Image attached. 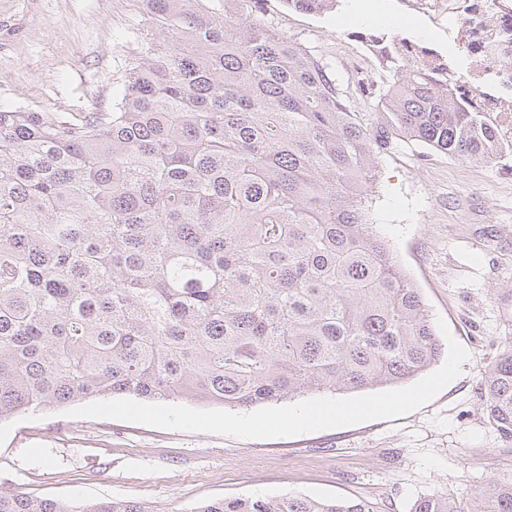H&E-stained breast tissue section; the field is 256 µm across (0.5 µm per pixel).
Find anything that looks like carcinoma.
I'll use <instances>...</instances> for the list:
<instances>
[{
  "instance_id": "1",
  "label": "carcinoma",
  "mask_w": 512,
  "mask_h": 512,
  "mask_svg": "<svg viewBox=\"0 0 512 512\" xmlns=\"http://www.w3.org/2000/svg\"><path fill=\"white\" fill-rule=\"evenodd\" d=\"M147 25L110 112L0 110V419L126 395L228 408L401 386L444 347L421 289L365 219L401 142L512 156L448 63H409L353 108L327 62L216 0H137ZM512 441V340L480 385ZM0 512H148L0 493ZM190 512H377L363 499L223 498ZM512 512V479L462 504Z\"/></svg>"
}]
</instances>
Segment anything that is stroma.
<instances>
[{
	"label": "stroma",
	"mask_w": 512,
	"mask_h": 512,
	"mask_svg": "<svg viewBox=\"0 0 512 512\" xmlns=\"http://www.w3.org/2000/svg\"><path fill=\"white\" fill-rule=\"evenodd\" d=\"M362 32L410 39L453 70L465 54L447 20L401 0H360ZM348 0L311 19L264 0L283 34L335 50L353 29ZM135 0H0V108L108 112L141 44ZM368 221L468 351L460 374L403 416L268 440L184 433L61 410L0 421V492L75 504L120 499L152 512H191L224 497L359 496L378 512H411L448 494L467 502L512 476V442L481 410L479 385L512 336V157L448 158L413 142L378 160Z\"/></svg>",
	"instance_id": "obj_1"
}]
</instances>
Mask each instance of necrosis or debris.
Masks as SVG:
<instances>
[{
	"mask_svg": "<svg viewBox=\"0 0 512 512\" xmlns=\"http://www.w3.org/2000/svg\"><path fill=\"white\" fill-rule=\"evenodd\" d=\"M417 12L454 21L467 67L455 86L471 105L494 113L497 128L512 138V0H415Z\"/></svg>",
	"mask_w": 512,
	"mask_h": 512,
	"instance_id": "obj_1",
	"label": "necrosis or debris"
}]
</instances>
